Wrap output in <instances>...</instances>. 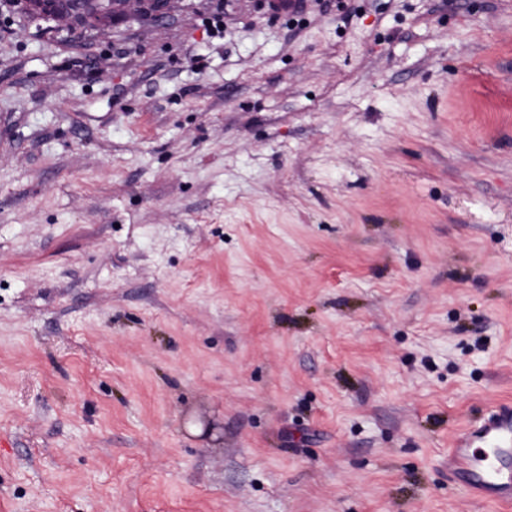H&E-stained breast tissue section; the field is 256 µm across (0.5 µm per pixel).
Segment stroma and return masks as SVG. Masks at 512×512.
<instances>
[{
    "label": "stroma",
    "instance_id": "1",
    "mask_svg": "<svg viewBox=\"0 0 512 512\" xmlns=\"http://www.w3.org/2000/svg\"><path fill=\"white\" fill-rule=\"evenodd\" d=\"M228 2L0 10V512H503L512 0ZM25 13L48 17L56 22L55 28L65 27L73 34L92 30L106 20L115 18L114 8L107 10L104 0H26ZM512 406L500 405L459 432L448 473L473 498L512 504Z\"/></svg>",
    "mask_w": 512,
    "mask_h": 512
}]
</instances>
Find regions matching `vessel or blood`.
<instances>
[{
    "mask_svg": "<svg viewBox=\"0 0 512 512\" xmlns=\"http://www.w3.org/2000/svg\"><path fill=\"white\" fill-rule=\"evenodd\" d=\"M448 472L473 498L512 504V406L496 407L454 437Z\"/></svg>",
    "mask_w": 512,
    "mask_h": 512,
    "instance_id": "obj_1",
    "label": "vessel or blood"
}]
</instances>
